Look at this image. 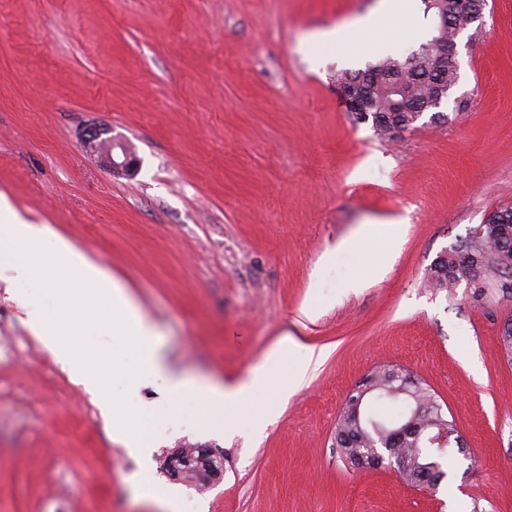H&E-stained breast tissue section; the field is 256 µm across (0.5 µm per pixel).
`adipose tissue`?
Returning <instances> with one entry per match:
<instances>
[{"mask_svg": "<svg viewBox=\"0 0 512 512\" xmlns=\"http://www.w3.org/2000/svg\"><path fill=\"white\" fill-rule=\"evenodd\" d=\"M0 262L18 270V291L26 301L34 303L40 296H53L57 319L51 322L46 314L33 311L30 328L34 336L111 417L114 439L131 450L142 447L154 430L172 418L186 401L205 409L208 424L219 425L226 408L248 405L268 386L272 364L289 365L291 374L287 383L280 386L281 396H288L314 357L313 347L285 337L246 378L233 385L191 379L172 372L154 340V325L127 289L106 268L48 225L22 222L1 193ZM104 283L109 290L96 299L99 313L96 323L110 331L114 339L112 378L124 386L125 396L121 399L106 391L102 372L90 366L81 355L88 323L86 302L91 289ZM161 374L167 377L168 402L128 412L126 398L134 395L139 384Z\"/></svg>", "mask_w": 512, "mask_h": 512, "instance_id": "1", "label": "adipose tissue"}]
</instances>
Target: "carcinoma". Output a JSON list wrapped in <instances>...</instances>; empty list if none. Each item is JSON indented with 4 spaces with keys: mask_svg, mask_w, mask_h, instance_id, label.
Instances as JSON below:
<instances>
[{
    "mask_svg": "<svg viewBox=\"0 0 512 512\" xmlns=\"http://www.w3.org/2000/svg\"><path fill=\"white\" fill-rule=\"evenodd\" d=\"M476 0H447L448 15L455 20V25L445 30H436L433 39L447 42L456 41L461 31L477 21L474 17ZM431 43L423 44L418 51L401 59L388 56L370 63L363 70H343L336 73V86L357 88L358 103L365 111L358 113L363 120H372L375 132L388 138L394 129L407 130L419 120V114L431 113V118L449 120L444 113L432 106L437 87L441 84L453 85L458 78V71L453 66H441L435 55L429 51ZM402 91L394 92V85ZM472 254L478 257V264H466L452 252L438 257L431 267V279L441 283L466 281L474 288H482L485 273L497 269L503 259V252H512V207L496 209V218L492 226H484L481 236H474L469 241ZM388 370L372 372V385L379 398L402 402L401 395L387 391L391 386L387 378ZM364 417L372 418L376 425L368 427L358 422L353 416L341 414L336 426V434L343 437L338 448H356L359 451L387 457L402 455L408 458L413 469L409 471L412 482L421 487L435 489L445 477L442 459L454 450V441L459 432L454 420L439 413V409L423 413L416 417L415 427H441L448 431L451 444L446 448H430L420 437L394 436V423L401 420L391 414L374 408L364 410ZM179 469V479L188 485L200 483V477L207 470V461L202 456L187 454L184 449L176 448L167 453L163 469Z\"/></svg>",
    "mask_w": 512,
    "mask_h": 512,
    "instance_id": "cac0c4a2",
    "label": "carcinoma"
}]
</instances>
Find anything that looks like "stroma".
Masks as SVG:
<instances>
[{
  "mask_svg": "<svg viewBox=\"0 0 512 512\" xmlns=\"http://www.w3.org/2000/svg\"><path fill=\"white\" fill-rule=\"evenodd\" d=\"M380 0H0V193L128 288L170 367L230 385L283 336L321 352L302 382L201 427L186 406L144 455L33 336L0 265V512H512V293L489 272L436 288L430 267L512 206V0L457 38L440 122L394 139L357 120L331 74L431 37L398 18L378 51L350 29ZM338 28L333 48L315 41ZM107 127L125 175L80 144ZM400 236L391 239L394 220ZM335 259H326L328 250ZM395 367L426 381L466 445L438 488L357 471L336 448L347 394ZM269 408L252 428L254 409ZM220 452L188 486L167 451Z\"/></svg>",
  "mask_w": 512,
  "mask_h": 512,
  "instance_id": "stroma-1",
  "label": "stroma"
}]
</instances>
